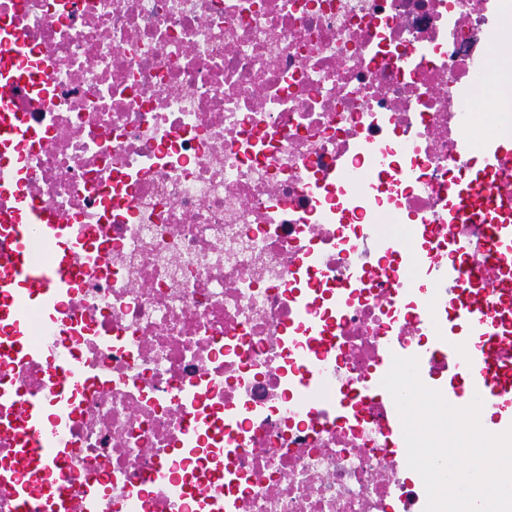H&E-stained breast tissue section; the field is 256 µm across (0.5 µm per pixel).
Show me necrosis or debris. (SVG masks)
Returning <instances> with one entry per match:
<instances>
[{"mask_svg": "<svg viewBox=\"0 0 512 512\" xmlns=\"http://www.w3.org/2000/svg\"><path fill=\"white\" fill-rule=\"evenodd\" d=\"M512 0H0L16 194L69 226L74 282L40 314L77 368L57 467L21 464L0 407V512H423L380 375L420 355L455 392L461 301L512 285V153L472 150L486 47ZM469 181L465 205L453 188ZM416 222L415 278L382 218ZM465 240L470 287L435 278ZM50 360L0 351V390L47 399ZM456 394V405L470 401ZM495 241L494 260L503 267L505 276L512 279V223L491 224Z\"/></svg>", "mask_w": 512, "mask_h": 512, "instance_id": "obj_1", "label": "necrosis or debris"}]
</instances>
